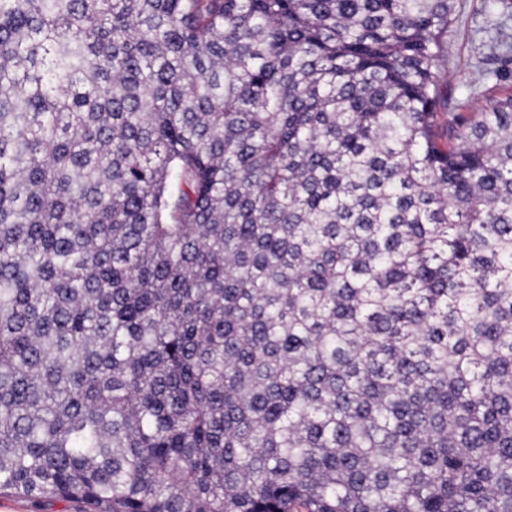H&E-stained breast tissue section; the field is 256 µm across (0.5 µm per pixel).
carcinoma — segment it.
I'll use <instances>...</instances> for the list:
<instances>
[{
  "label": "carcinoma",
  "mask_w": 512,
  "mask_h": 512,
  "mask_svg": "<svg viewBox=\"0 0 512 512\" xmlns=\"http://www.w3.org/2000/svg\"><path fill=\"white\" fill-rule=\"evenodd\" d=\"M452 8L0 0V497L512 512V88L448 95Z\"/></svg>",
  "instance_id": "carcinoma-1"
}]
</instances>
